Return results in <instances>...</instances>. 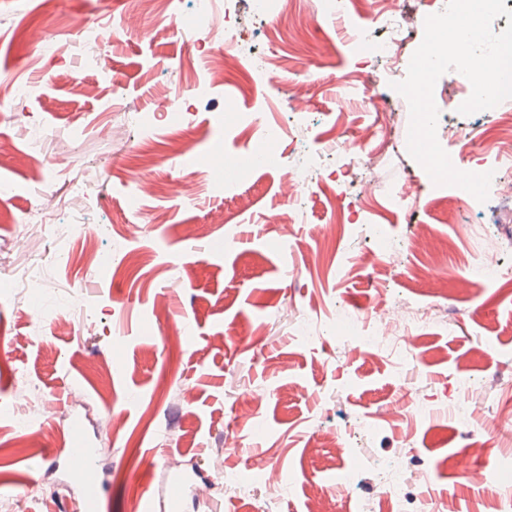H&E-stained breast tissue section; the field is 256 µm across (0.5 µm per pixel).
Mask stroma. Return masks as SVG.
<instances>
[{
  "label": "stroma",
  "mask_w": 512,
  "mask_h": 512,
  "mask_svg": "<svg viewBox=\"0 0 512 512\" xmlns=\"http://www.w3.org/2000/svg\"><path fill=\"white\" fill-rule=\"evenodd\" d=\"M38 0H0V82L28 84L0 119V444L13 438V416L36 397L33 428L40 439L0 455V505L27 495L30 512L76 508L81 495L59 448L79 430L100 449L98 480L105 512H136L143 488L159 486L171 463L211 488L217 512H309V493L327 512H385L373 495L381 462L411 458L437 504L436 512H498L483 485L463 478L459 457L496 461L512 453L488 445L489 426L512 415V282L475 286L460 280V260L489 256L512 273V164L499 159L485 127L458 112L469 98L464 75L451 70L436 83L437 139L462 171L497 170L486 202L434 185L409 155L407 100L393 90L408 70L416 43L398 51L396 65L367 61L345 44L339 25L323 22L317 0H292L291 24L254 16L243 0H219L218 14L236 22L242 44L266 56L267 74L243 85L239 73L212 79L211 38L191 29L194 0H56L40 25L30 26ZM165 21L168 34L155 38ZM109 32L108 76L89 67L99 52L77 39L79 27ZM294 52L291 70L279 58ZM276 81H268V73ZM79 79L85 93H76ZM208 82L204 100L193 97ZM193 98L181 126L154 110L173 93ZM154 114L156 137L140 142L144 115ZM283 130L271 165L239 168L214 188L192 183L171 141L194 146L199 160L248 155L264 124ZM465 128L469 139L449 135ZM375 161L373 177L356 164L358 143ZM156 155L141 208L126 200L140 168ZM303 172L305 218L281 224L288 179ZM54 200L50 226L27 216ZM165 221L151 223L154 213ZM343 221L337 249H323L327 225ZM83 224L80 236L59 242L51 227ZM192 226L185 235L184 226ZM388 252H379L378 237ZM112 254L103 275L90 250ZM439 252L424 268L426 253ZM137 259L128 267L127 255ZM370 257L360 267L358 257ZM38 259L45 286L33 297L9 284L28 258ZM166 298L169 318L154 308ZM434 309L444 324L419 333L425 361L400 372L366 347L344 346L330 330L337 314L391 313L396 302ZM78 303L90 328H43L33 336L37 310L52 313ZM182 320L181 334L172 331ZM308 320L326 332L307 343L295 324ZM476 387L461 396L460 375ZM263 398L244 405L249 392ZM467 398L470 416L456 423L442 413ZM432 411L407 421L412 399ZM124 427L113 434L112 418ZM369 418L374 436L357 433ZM342 432L357 453L348 497L331 496L335 449L323 434ZM237 450L225 461V442ZM263 461L274 462L291 486L224 481Z\"/></svg>",
  "instance_id": "35a3bbf8"
}]
</instances>
